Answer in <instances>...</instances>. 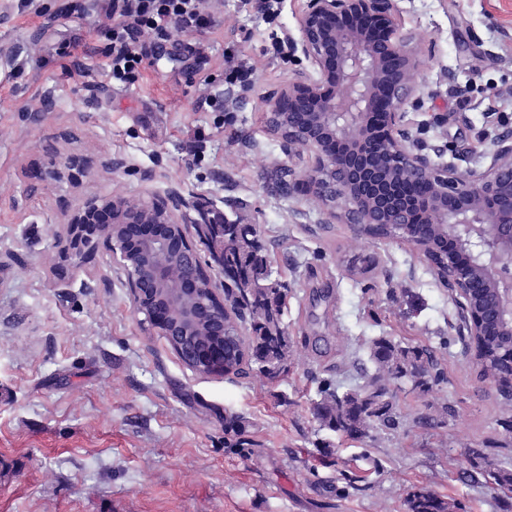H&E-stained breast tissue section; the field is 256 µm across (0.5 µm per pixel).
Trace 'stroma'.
Segmentation results:
<instances>
[{
	"label": "stroma",
	"instance_id": "stroma-1",
	"mask_svg": "<svg viewBox=\"0 0 512 512\" xmlns=\"http://www.w3.org/2000/svg\"><path fill=\"white\" fill-rule=\"evenodd\" d=\"M206 0L213 25L159 39L110 79L101 0H0V512H407L426 489L453 512H512L486 471L512 473V406L462 354L455 305L407 243L322 231L263 99L312 65L289 49L303 0ZM419 38L423 93L404 122L438 163L474 167L512 130V0H396ZM251 74L249 89L230 81ZM79 155L74 179L34 169ZM123 159L112 169V158ZM176 189L215 219L260 227L288 287L287 374L202 375L138 314L118 255L55 269L67 213L90 195ZM423 351L431 391L386 390L400 425L352 441L313 414L322 389L362 390L367 342ZM246 444L224 443L226 416Z\"/></svg>",
	"mask_w": 512,
	"mask_h": 512
}]
</instances>
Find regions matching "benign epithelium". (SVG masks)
<instances>
[{
  "instance_id": "obj_1",
  "label": "benign epithelium",
  "mask_w": 512,
  "mask_h": 512,
  "mask_svg": "<svg viewBox=\"0 0 512 512\" xmlns=\"http://www.w3.org/2000/svg\"><path fill=\"white\" fill-rule=\"evenodd\" d=\"M299 43L314 73L298 72L264 100L273 135L288 151H305L312 165L299 179L304 192L326 211L323 227L339 222L360 234L370 225L393 224L394 238L410 244L435 266L447 256L440 283L455 304L463 354L474 360L484 336H505L509 369L491 378L496 392L512 399V132H503L478 165L460 172L423 152L404 125L407 102L419 96L423 67L416 35L398 23L395 0H306ZM385 131L372 141L369 121ZM80 157L44 170L60 180ZM180 191L129 198L90 196L68 215L60 246L77 265L94 245L119 252L135 309L185 356L197 372L224 371V349L206 346L195 331L224 334L232 305L214 285L200 286L210 269L224 268L221 254L201 261L188 225L203 239H224L216 224ZM427 224H441V243L425 245ZM151 257L148 275L134 255ZM182 268L179 288L168 287L172 256Z\"/></svg>"
}]
</instances>
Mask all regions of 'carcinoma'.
Instances as JSON below:
<instances>
[{"label": "carcinoma", "mask_w": 512, "mask_h": 512, "mask_svg": "<svg viewBox=\"0 0 512 512\" xmlns=\"http://www.w3.org/2000/svg\"><path fill=\"white\" fill-rule=\"evenodd\" d=\"M259 228L246 224L237 233L224 235V273L230 275L235 288L234 306L239 316H248L251 335L242 337L244 353L227 349L226 375H241L245 366L255 363L264 377L272 380L288 372L291 356L283 310L288 289L272 278L264 249L258 244ZM486 350L478 352L476 365L486 377L505 371L508 365L501 357L496 337L487 336ZM376 367L374 376L361 391L342 397L325 392L314 405L321 425L354 439L368 437L373 426L395 428L399 425L394 402L387 397L384 378L409 379L424 391L430 390L431 375L425 367L422 352L402 347L386 338H379L369 347ZM408 512H452V504L429 491L413 493L407 501Z\"/></svg>", "instance_id": "1"}]
</instances>
